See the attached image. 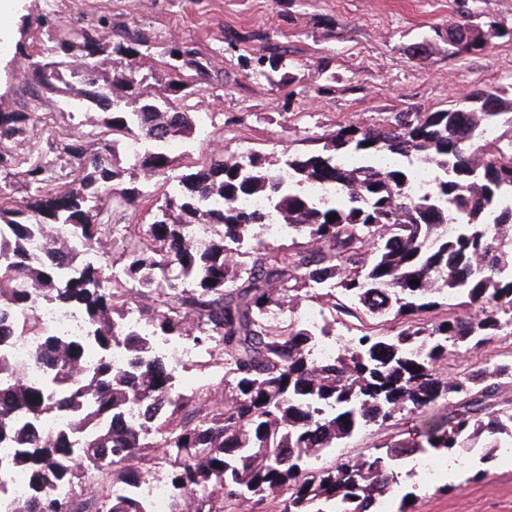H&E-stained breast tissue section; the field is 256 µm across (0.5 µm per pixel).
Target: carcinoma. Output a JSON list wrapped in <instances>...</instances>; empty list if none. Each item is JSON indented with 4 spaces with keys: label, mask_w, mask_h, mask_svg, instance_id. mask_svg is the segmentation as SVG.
I'll list each match as a JSON object with an SVG mask.
<instances>
[{
    "label": "carcinoma",
    "mask_w": 512,
    "mask_h": 512,
    "mask_svg": "<svg viewBox=\"0 0 512 512\" xmlns=\"http://www.w3.org/2000/svg\"><path fill=\"white\" fill-rule=\"evenodd\" d=\"M435 33L451 57L512 39V27L469 22ZM255 40L265 43L264 53L243 58L242 67L296 94L292 52L277 35L237 32L228 45ZM161 42L139 28L107 35L93 24L61 26L60 55L27 54L42 100L64 87L106 111L91 130L48 142L75 172L59 186L48 184L36 147L18 148L43 123L42 108L0 113V174L22 170L29 189L19 204L9 184L0 186V254L9 255L0 260V322L45 337L51 367L43 383L30 384L22 367L0 363V443L14 448L0 465V490L16 472L30 488L16 512H85L92 491L73 468L75 453L110 489L97 498L96 512H152L136 488L156 459L167 467L169 512H246L268 494L281 497L280 512H377L402 460L474 448L490 458L512 445V402L498 400V379L512 378V363L446 379L437 373L449 348L469 353L512 324V206L502 205L512 194V133L484 136L501 122L512 127V97L474 86L455 108L349 121L275 161L255 153L211 156L174 177L166 146L194 133L185 100L210 73L198 51L170 43L165 81L144 94L153 76L145 60ZM97 57L110 70L101 74L87 63ZM139 140L142 150L121 167L118 148ZM91 141L101 150L89 151ZM414 157L437 170L423 190L415 188ZM173 177L171 194L143 191L149 178ZM256 195L270 206L247 207ZM136 200L149 204L153 221L127 230L114 251L104 244L120 231L112 215ZM332 213L338 218L330 222ZM195 224L210 225L202 244L192 240ZM267 224L290 225L289 243L269 246L261 237ZM36 231L51 244L64 236L72 247L50 249L33 265L28 245ZM84 249L98 251V264L70 268ZM32 281L81 313L87 340L49 335L25 311L24 285ZM323 298L333 313L319 333L269 320ZM451 298L457 304L448 313L417 322ZM129 306L156 335L188 336L215 353L224 364L221 399L170 394V365L148 355L145 338L125 321ZM342 315L360 323L357 333L335 356L315 359L319 336ZM389 315L406 320L393 336L364 323ZM114 345L128 352L123 369L102 359L83 379L69 373L67 365L89 349ZM443 397L447 417L421 421L407 438L368 455H336L365 427L422 412ZM133 406L155 438L126 424ZM62 411L68 426L40 435L39 421ZM60 486L68 495L56 493Z\"/></svg>",
    "instance_id": "cac0c4a2"
}]
</instances>
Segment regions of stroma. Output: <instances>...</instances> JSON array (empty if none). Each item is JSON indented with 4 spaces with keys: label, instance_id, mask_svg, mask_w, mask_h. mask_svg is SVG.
<instances>
[{
    "label": "stroma",
    "instance_id": "obj_1",
    "mask_svg": "<svg viewBox=\"0 0 512 512\" xmlns=\"http://www.w3.org/2000/svg\"><path fill=\"white\" fill-rule=\"evenodd\" d=\"M106 20L108 29L138 27L169 41L192 44L207 59L210 82L187 103L208 112V138L176 143L181 171L195 169L214 153L234 155L242 143L269 159L283 150L300 151L308 136L326 134L348 121H376L391 112L452 107L472 86L512 87V41L493 40L480 53L449 56L435 28L467 20L512 25V0H22L6 20L10 42L0 45V112H20L25 94L38 82L25 70L31 47L51 48L59 25L78 28ZM278 30L293 52L294 73L303 94L286 102L284 92L263 77L245 75L225 40L234 32ZM425 44V60L406 48ZM328 71H321L320 60ZM512 361V338L499 337L475 353L451 355L440 375L471 365ZM417 421L407 415L390 426L369 427L351 440L348 454L406 438ZM426 477L402 473V492H414V512H512V447L497 449L485 462L452 467ZM484 477H477V470ZM457 491L444 494L445 484Z\"/></svg>",
    "mask_w": 512,
    "mask_h": 512
}]
</instances>
